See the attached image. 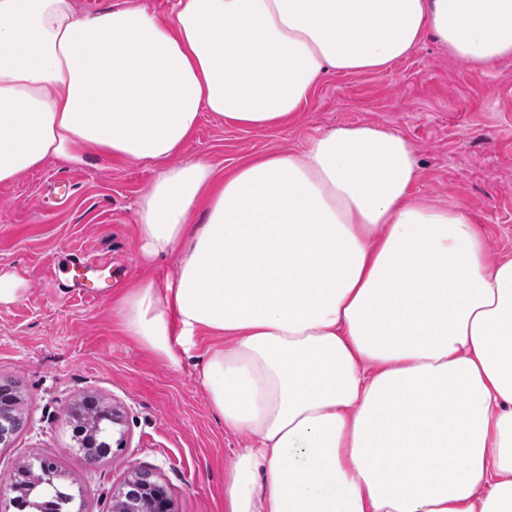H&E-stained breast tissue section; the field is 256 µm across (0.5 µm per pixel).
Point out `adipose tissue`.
Instances as JSON below:
<instances>
[{"label": "adipose tissue", "mask_w": 512, "mask_h": 512, "mask_svg": "<svg viewBox=\"0 0 512 512\" xmlns=\"http://www.w3.org/2000/svg\"><path fill=\"white\" fill-rule=\"evenodd\" d=\"M428 35L484 68L512 56V0H0V185L92 150L155 170L141 252L183 258L115 312L175 365L214 337L208 403L255 436L224 512H512V256L415 194L407 141L357 124L222 174L170 162L202 114L277 127Z\"/></svg>", "instance_id": "ef3b65f1"}]
</instances>
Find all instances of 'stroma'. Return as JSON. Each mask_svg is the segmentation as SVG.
<instances>
[{
  "instance_id": "35a3bbf8",
  "label": "stroma",
  "mask_w": 512,
  "mask_h": 512,
  "mask_svg": "<svg viewBox=\"0 0 512 512\" xmlns=\"http://www.w3.org/2000/svg\"><path fill=\"white\" fill-rule=\"evenodd\" d=\"M371 123L405 138L419 166L415 190L440 206L465 208L486 234L489 261L512 256V57L483 69L424 39L387 73L330 74L287 123L243 130L210 115L177 154L204 157L217 170L244 157L305 143L332 128ZM154 170L90 157L74 167L51 161L0 185V274L20 285L0 304V378L22 387L24 431L0 447V480L44 460L65 474L84 512H111L113 496L135 473L148 472L171 512H224V473L249 447L247 433H225L198 381L200 336L179 365L141 348L112 307L124 289L171 278L181 255L144 262L136 209ZM74 254L112 261L124 275L97 300L64 292L51 263ZM87 394L112 405L122 422L111 455L95 467L77 451L68 408Z\"/></svg>"
}]
</instances>
